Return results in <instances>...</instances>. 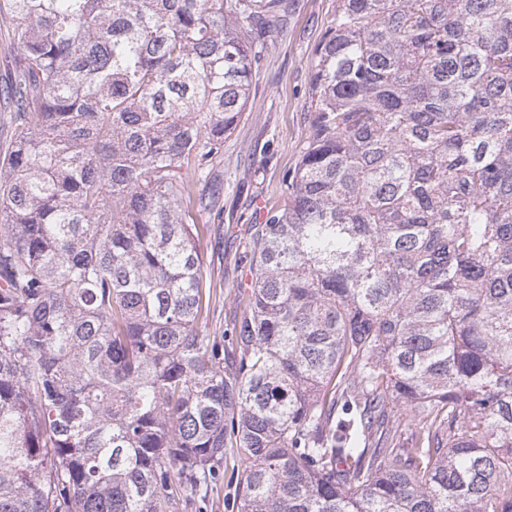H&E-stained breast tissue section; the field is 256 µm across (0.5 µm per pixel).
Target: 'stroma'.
<instances>
[{
    "label": "stroma",
    "instance_id": "obj_1",
    "mask_svg": "<svg viewBox=\"0 0 512 512\" xmlns=\"http://www.w3.org/2000/svg\"><path fill=\"white\" fill-rule=\"evenodd\" d=\"M337 5L338 0H296L292 15L282 18L254 70L248 107L213 166L224 194L213 209L195 215L210 227L201 242L211 288L202 325L207 335L229 331L242 314L235 287L249 273L247 228L260 221L257 203L269 208L284 202L283 180L310 131L314 51ZM174 512H237L234 484L224 479L207 493L181 498Z\"/></svg>",
    "mask_w": 512,
    "mask_h": 512
}]
</instances>
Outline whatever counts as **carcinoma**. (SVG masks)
<instances>
[{
    "mask_svg": "<svg viewBox=\"0 0 512 512\" xmlns=\"http://www.w3.org/2000/svg\"><path fill=\"white\" fill-rule=\"evenodd\" d=\"M291 2L0 0V512H169L233 448L237 512H512V0H339L199 327L194 211Z\"/></svg>",
    "mask_w": 512,
    "mask_h": 512,
    "instance_id": "1",
    "label": "carcinoma"
}]
</instances>
